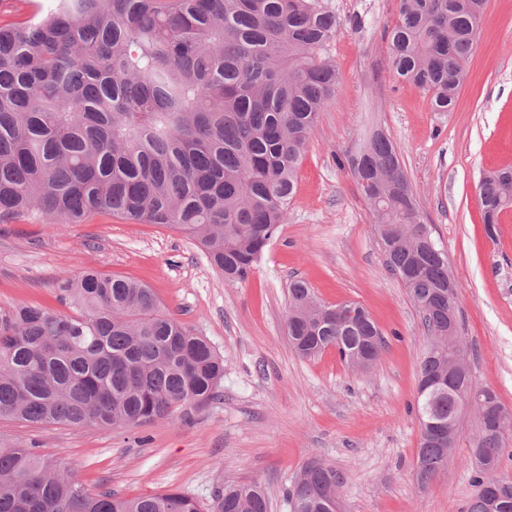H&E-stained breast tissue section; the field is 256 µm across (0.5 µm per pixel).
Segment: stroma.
<instances>
[{
    "instance_id": "1",
    "label": "stroma",
    "mask_w": 512,
    "mask_h": 512,
    "mask_svg": "<svg viewBox=\"0 0 512 512\" xmlns=\"http://www.w3.org/2000/svg\"><path fill=\"white\" fill-rule=\"evenodd\" d=\"M341 31L325 54L340 74L298 173L288 222L245 281L226 282L186 234L108 213L82 224L31 217L0 223V309L57 308L54 283L94 270L149 285L163 305L224 357V379L203 410L132 429L0 419V438L36 449L90 491L123 497L175 490L212 503L230 483L255 482L269 512L317 459L344 479L342 512H467L478 468L475 413L443 471L414 473L415 397L426 339L422 317L389 271L370 207L351 170L359 144L383 130L400 155L424 223L460 284L458 308L473 375L512 408V210L487 230L479 177L512 167V0H487L456 107L394 76L386 45L398 0H321ZM325 303L356 302L385 346L370 371L335 350L304 359L287 335L288 285Z\"/></svg>"
}]
</instances>
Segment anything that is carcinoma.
I'll use <instances>...</instances> for the list:
<instances>
[{"instance_id":"1","label":"carcinoma","mask_w":512,"mask_h":512,"mask_svg":"<svg viewBox=\"0 0 512 512\" xmlns=\"http://www.w3.org/2000/svg\"><path fill=\"white\" fill-rule=\"evenodd\" d=\"M486 0H399L387 31L393 72L450 112L473 55ZM340 31L319 0H58L44 17L0 25V221L36 215L81 224L110 212L161 224L196 241L230 283L247 278L288 223L300 165L339 72L323 54ZM377 175L365 193L389 269L420 307L427 341L418 380L448 370L463 341L448 300V256L420 236V211L390 138L358 148ZM484 223L512 209V170L483 176ZM56 300L0 310V417L30 424L141 426L200 410L217 394L224 359L174 317L152 288L93 270L58 280ZM288 337L306 358L325 349L349 364L376 362L385 341L369 315L336 316L302 279L288 286ZM502 407L472 374L416 395L419 415L451 423V438L420 439L425 484L458 441L457 391ZM512 421H482L473 442L476 489L512 486L496 471ZM336 470L313 460L288 495L291 512H335ZM254 483L224 488L205 506L181 492L123 498L89 492L31 448L0 441V512H268Z\"/></svg>"}]
</instances>
